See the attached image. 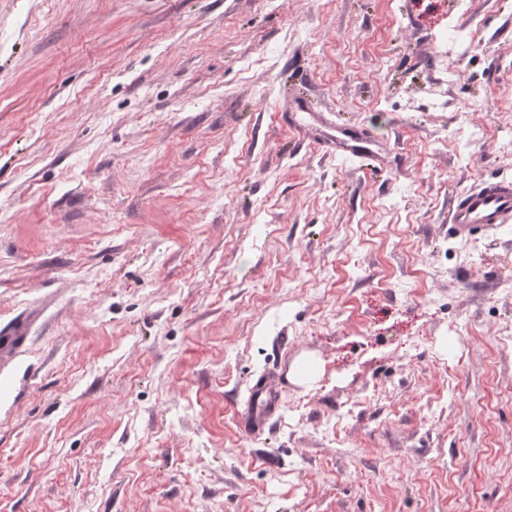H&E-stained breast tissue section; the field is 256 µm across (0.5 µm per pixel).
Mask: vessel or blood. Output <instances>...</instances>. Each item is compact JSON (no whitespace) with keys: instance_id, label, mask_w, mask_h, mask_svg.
Instances as JSON below:
<instances>
[{"instance_id":"obj_1","label":"vessel or blood","mask_w":512,"mask_h":512,"mask_svg":"<svg viewBox=\"0 0 512 512\" xmlns=\"http://www.w3.org/2000/svg\"><path fill=\"white\" fill-rule=\"evenodd\" d=\"M367 140L361 130L352 127L339 130L332 147L347 156H358L366 149ZM449 222L456 234L472 235L475 231L496 224L512 222V180H488L472 187L454 204ZM251 398L262 408L261 415H249L243 422L244 429L255 432L261 427L262 416L272 415L278 406L276 395L264 382H256Z\"/></svg>"}]
</instances>
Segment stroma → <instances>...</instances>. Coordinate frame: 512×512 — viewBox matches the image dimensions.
<instances>
[{"instance_id":"35a3bbf8","label":"stroma","mask_w":512,"mask_h":512,"mask_svg":"<svg viewBox=\"0 0 512 512\" xmlns=\"http://www.w3.org/2000/svg\"><path fill=\"white\" fill-rule=\"evenodd\" d=\"M494 179L512 0H0V512H512ZM329 143L346 156L356 157L367 149V140L357 127L339 130L335 140L330 139ZM449 222L462 236H471L494 224L511 223L512 180H488L475 185L457 199ZM251 398L256 405H260L264 416L272 415L278 406L276 395L263 381H257L252 388Z\"/></svg>"}]
</instances>
